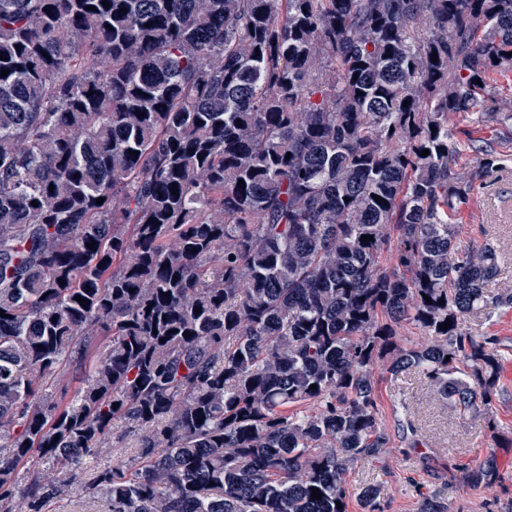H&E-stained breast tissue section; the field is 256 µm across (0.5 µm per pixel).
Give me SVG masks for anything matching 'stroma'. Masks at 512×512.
Listing matches in <instances>:
<instances>
[{"instance_id": "1", "label": "stroma", "mask_w": 512, "mask_h": 512, "mask_svg": "<svg viewBox=\"0 0 512 512\" xmlns=\"http://www.w3.org/2000/svg\"><path fill=\"white\" fill-rule=\"evenodd\" d=\"M460 220L466 228L461 247L490 240L505 254L490 290L512 291V163L474 193ZM374 374L379 412L391 430L392 444L380 459L359 462L346 473L348 512H361L357 494L373 482L383 485L386 512H417L418 486L447 501L450 512H512V446L500 440L501 434L512 433V381L500 383L493 403L498 429L493 432L483 419L460 418L418 373L394 376L378 368ZM404 409L418 427L420 444L415 448L396 428ZM469 463L492 466L495 478L471 484L465 470Z\"/></svg>"}]
</instances>
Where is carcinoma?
<instances>
[{"instance_id":"cac0c4a2","label":"carcinoma","mask_w":512,"mask_h":512,"mask_svg":"<svg viewBox=\"0 0 512 512\" xmlns=\"http://www.w3.org/2000/svg\"><path fill=\"white\" fill-rule=\"evenodd\" d=\"M108 2L0 0V512H45L118 421L106 512H348L391 444L374 367L492 409L502 344L465 318L512 292L455 216L512 148L450 118L512 123L480 95L512 0Z\"/></svg>"}]
</instances>
